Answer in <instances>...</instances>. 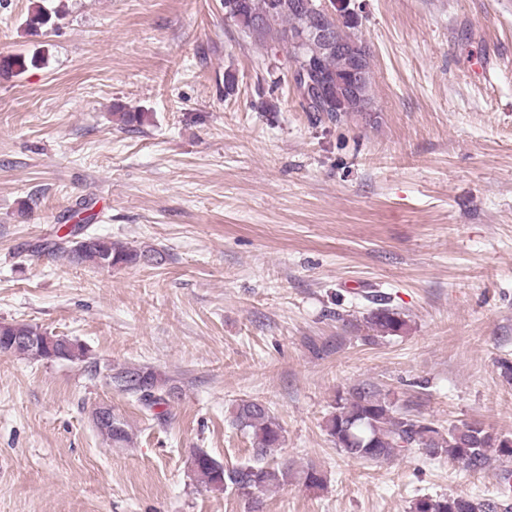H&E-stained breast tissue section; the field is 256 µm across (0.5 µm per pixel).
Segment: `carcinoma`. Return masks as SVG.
Wrapping results in <instances>:
<instances>
[{
	"label": "carcinoma",
	"instance_id": "cac0c4a2",
	"mask_svg": "<svg viewBox=\"0 0 512 512\" xmlns=\"http://www.w3.org/2000/svg\"><path fill=\"white\" fill-rule=\"evenodd\" d=\"M310 4L316 6L318 0H224V8L230 13L231 21L256 43L264 46L271 40L286 48L287 63L297 65L304 61L315 75L344 81L345 53H327L316 42L301 41V35L308 34L310 26L322 20L308 8ZM327 24L357 44V55L366 81L362 90L349 85L331 86L332 106L329 109L316 103L299 102L302 110L313 113V118L319 122L322 121L321 113L325 111L332 119L339 111L345 115L372 111L370 50L358 36L348 33L357 26V22L351 14L343 12L331 17ZM27 25L36 30L51 26L53 15L39 7L30 13ZM35 64L36 58L29 59L21 54L0 57V75L22 73ZM44 247L61 252L72 263L93 268L105 266L101 263L104 255L111 260L105 266L109 269L156 260L154 250L91 233L85 234L81 243L61 239L46 242ZM370 302L375 308L367 314L366 323L376 337L397 335L405 329L406 320L389 308L384 295L375 294ZM31 333L30 324H1L0 350L9 346L7 337ZM14 354L37 360L86 361V350L80 344L52 354L18 347ZM115 374L118 377L136 376L139 387L126 388L124 392L135 397L147 409L166 405L175 398L174 388L167 386L166 379L152 368L120 367L115 369ZM233 424L252 434L249 460L230 468L199 451L192 458V470L197 480L212 491L230 489L248 500L258 489L276 488L288 483L293 476L291 466L286 462H275L284 435L271 409L257 400H243L235 407ZM325 431L346 455L374 463L389 461L413 448H422L435 456L443 454L473 471L489 466L493 460H512L511 436L495 433L480 423L435 427L398 405L392 393L367 382L336 396L332 411L325 420ZM99 433L114 443L130 440L127 424L122 419L115 421L112 429H101ZM501 509L506 510L508 506L491 500L424 495L412 503L410 512H499Z\"/></svg>",
	"mask_w": 512,
	"mask_h": 512
}]
</instances>
